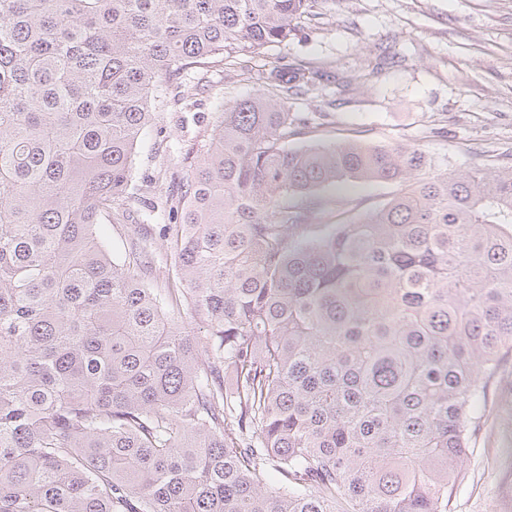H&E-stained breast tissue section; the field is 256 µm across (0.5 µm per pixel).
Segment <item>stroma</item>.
<instances>
[{
	"label": "stroma",
	"instance_id": "1",
	"mask_svg": "<svg viewBox=\"0 0 512 512\" xmlns=\"http://www.w3.org/2000/svg\"><path fill=\"white\" fill-rule=\"evenodd\" d=\"M280 63L327 73L288 101L315 127L292 147L418 138L452 167L475 150L497 159L512 152V0H326L321 17L287 42L172 81L138 145L134 190L113 204L125 220L102 228L116 257L143 225L170 223L168 202L193 150L225 106L266 90ZM347 75L351 83L338 85ZM471 446L451 512H512V354L501 360Z\"/></svg>",
	"mask_w": 512,
	"mask_h": 512
}]
</instances>
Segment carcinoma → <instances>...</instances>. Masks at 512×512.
I'll list each match as a JSON object with an SVG mask.
<instances>
[{
  "mask_svg": "<svg viewBox=\"0 0 512 512\" xmlns=\"http://www.w3.org/2000/svg\"><path fill=\"white\" fill-rule=\"evenodd\" d=\"M318 2L0 0V512H450L512 353V164L291 148L324 73L285 65L190 157L178 221L122 262L101 232L170 80ZM358 180L401 189L299 244ZM336 218H331L328 214L315 212L309 220V225L304 227L301 233L300 240L308 242L310 240L319 238L330 231L331 225L335 222Z\"/></svg>",
  "mask_w": 512,
  "mask_h": 512,
  "instance_id": "cac0c4a2",
  "label": "carcinoma"
}]
</instances>
